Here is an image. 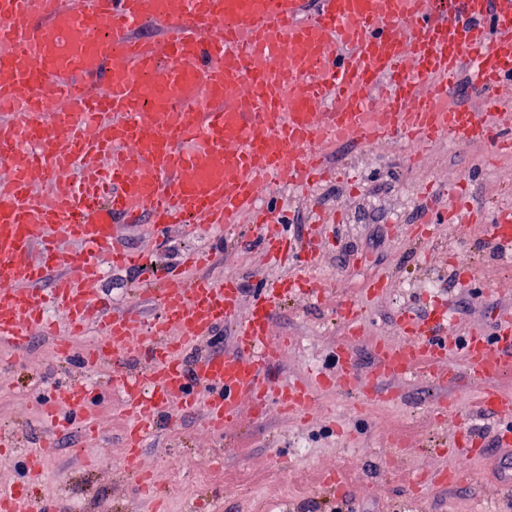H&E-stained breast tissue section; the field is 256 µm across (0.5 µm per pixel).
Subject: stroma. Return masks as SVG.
Here are the masks:
<instances>
[{"label": "stroma", "instance_id": "stroma-1", "mask_svg": "<svg viewBox=\"0 0 512 512\" xmlns=\"http://www.w3.org/2000/svg\"><path fill=\"white\" fill-rule=\"evenodd\" d=\"M492 97L488 103L473 96L467 103L491 129L512 136V83ZM324 156L338 170L334 179L274 190L288 208L289 236L313 252L307 265L267 263L258 232L245 219L229 229L179 225L154 238L141 227H117L120 246L153 250L154 261L142 270L106 269L93 285L94 296L110 301L116 311L154 313L143 287L169 273L187 280L235 278L245 308L268 280L301 274L324 290L316 305L276 304L273 335L288 337L289 343L259 372L260 383L271 391L291 381L312 387L315 411L290 415L271 407L260 413L246 403L235 425L217 435L207 430L202 413L182 415L169 408L142 452L167 494L164 512H332L337 499L321 483L332 470L346 481L348 512H475L481 505L501 512L512 501V490L499 483L512 472L491 453L469 457L459 483L437 482L417 493L411 480L423 471H441L459 433L486 444L512 427V414L477 406L483 384L464 372L455 347L473 331L495 336L512 325V259L497 253L489 226L499 209L512 208V152L496 154L488 142L445 138L432 144L420 163L410 142L396 138L375 149L328 147ZM437 210L457 212V222L434 225L428 241L414 243L412 228ZM192 249L208 251L209 264L183 267L182 258ZM455 251L468 256L470 279H459L451 265ZM381 277L390 280L387 292L367 297L366 288ZM426 278L433 280L432 290L420 289ZM434 296L452 312L443 330L450 344L446 360L412 377L378 380L375 344L402 341L401 312L427 320ZM346 298L363 316L362 334L354 340L346 339L336 316L337 303ZM340 347L361 393L346 395L321 380L332 373ZM315 368L321 376H312ZM86 378L100 393L92 412L99 429L93 447L97 466H85L83 434L73 426L44 465L45 512H56L62 501L84 512H155L153 499L138 491L123 468L124 421L110 368L88 376L77 359L57 351L52 335L34 337L18 357L0 343V428L14 432L19 451L12 469L0 473V490L24 480V456L35 453L44 430L43 397L58 380ZM374 388L395 391L397 398L362 399V392Z\"/></svg>", "mask_w": 512, "mask_h": 512}]
</instances>
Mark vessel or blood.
Returning a JSON list of instances; mask_svg holds the SVG:
<instances>
[{"mask_svg":"<svg viewBox=\"0 0 512 512\" xmlns=\"http://www.w3.org/2000/svg\"><path fill=\"white\" fill-rule=\"evenodd\" d=\"M489 0H0V341L22 349L50 333L42 314L54 307L71 333L96 323L101 336L84 365H122L136 347L152 355L141 372L116 373L113 389L130 419L124 459L140 471L141 447L170 404L204 408L208 429L223 432L243 400L255 409L306 412L310 388L276 391L257 382L284 345L272 338L273 305L311 294L301 280L268 283L240 312L233 280L162 279L155 317L94 306L82 290L104 265H147L144 254L113 246L115 217L149 222L155 233L201 221L211 227L249 216L267 255L303 251L285 233L263 186L323 178L319 153L333 143L371 144L403 136L432 145L443 137L492 140L477 112L452 92L462 63L471 88L486 95L512 81V45L494 33L512 30V9ZM162 37L142 34L146 24ZM496 249L512 251V211L491 226ZM48 293L34 288L47 277ZM236 320L241 355L185 352L213 329ZM403 343L376 347L379 375L405 378L442 360L446 343L403 317ZM470 375L512 373V329L487 339L475 331L461 344ZM212 389L200 400L195 382ZM66 404L42 403L54 433L69 430V408H89L93 386L63 385ZM477 403L511 411L512 398L485 388ZM0 512H40L36 491L0 492Z\"/></svg>","mask_w":512,"mask_h":512,"instance_id":"obj_1","label":"vessel or blood"}]
</instances>
